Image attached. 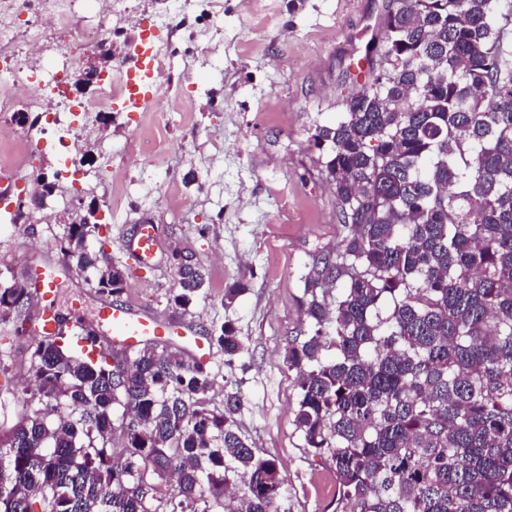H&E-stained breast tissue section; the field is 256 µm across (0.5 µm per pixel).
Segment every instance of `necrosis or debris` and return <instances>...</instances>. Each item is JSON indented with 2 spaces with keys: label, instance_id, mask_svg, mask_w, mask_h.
I'll return each instance as SVG.
<instances>
[{
  "label": "necrosis or debris",
  "instance_id": "4bbe7bcc",
  "mask_svg": "<svg viewBox=\"0 0 512 512\" xmlns=\"http://www.w3.org/2000/svg\"><path fill=\"white\" fill-rule=\"evenodd\" d=\"M82 0H0V112L46 114V96H54L61 112H108L125 94L126 67H119L101 86L97 99L71 100L66 91L71 68L81 50L99 45L114 23L133 12L132 0H107L104 9L90 14ZM53 47L59 59L50 69H33L21 47ZM10 148L0 156V180L10 193L19 190V174L32 155V146L20 131L0 125V144Z\"/></svg>",
  "mask_w": 512,
  "mask_h": 512
}]
</instances>
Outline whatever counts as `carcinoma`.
<instances>
[{
  "instance_id": "1",
  "label": "carcinoma",
  "mask_w": 512,
  "mask_h": 512,
  "mask_svg": "<svg viewBox=\"0 0 512 512\" xmlns=\"http://www.w3.org/2000/svg\"><path fill=\"white\" fill-rule=\"evenodd\" d=\"M363 60L342 114L309 130L347 233L313 260L286 349L294 425L342 512H512V0H387ZM101 229L70 224L57 247L117 298ZM175 261L185 309L205 274ZM29 298L0 270L1 346ZM54 320L0 435V512L36 495L42 512H288L277 460L235 429L238 396L210 406L209 363ZM211 340L228 364L245 350L230 323Z\"/></svg>"
}]
</instances>
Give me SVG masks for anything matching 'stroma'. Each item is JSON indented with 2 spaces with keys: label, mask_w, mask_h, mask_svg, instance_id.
I'll return each mask as SVG.
<instances>
[{
  "label": "stroma",
  "mask_w": 512,
  "mask_h": 512,
  "mask_svg": "<svg viewBox=\"0 0 512 512\" xmlns=\"http://www.w3.org/2000/svg\"><path fill=\"white\" fill-rule=\"evenodd\" d=\"M383 0H222L217 14L203 0L171 11L165 76L186 109L168 114L157 153H128L127 142L151 129L150 112H116L102 124L94 112L78 113L72 135L91 153L80 192H73L69 158L43 134L41 170L62 172L58 189L28 220L0 218V270L26 282L31 265L52 264L54 294L31 301V315L73 308L97 322L105 299L95 273L69 268L56 247L76 215L80 198L102 199L107 178L125 189L117 211L105 214L107 250L129 274L120 301L133 311L178 320L168 344L189 346L230 322L245 351L225 365L219 348L210 363L211 404L236 393L234 420L248 444L275 457L288 490V512H338L336 473L327 457L307 452L293 419L299 399L295 372L285 362L289 340L306 326L300 307L314 257L335 251L345 234L336 196L321 174V153L310 145L314 123L329 124L373 37ZM151 225L158 250L150 264L130 258L143 225ZM199 263L203 294L188 308L172 300L175 256ZM244 282L245 292L225 304L224 289ZM33 336L0 357V429L23 410L19 380L28 369Z\"/></svg>",
  "instance_id": "obj_1"
}]
</instances>
